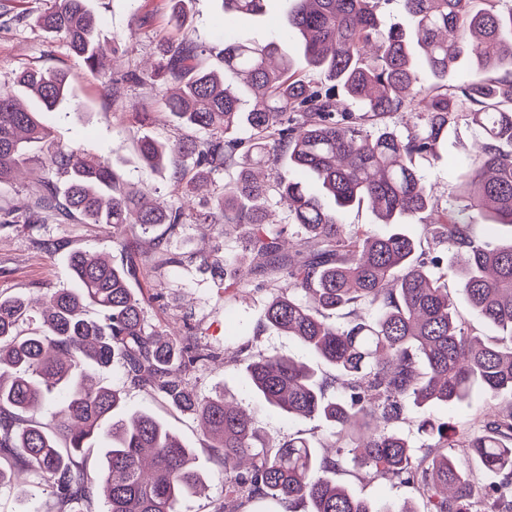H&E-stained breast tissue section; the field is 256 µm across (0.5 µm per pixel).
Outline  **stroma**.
Segmentation results:
<instances>
[{
    "instance_id": "stroma-1",
    "label": "stroma",
    "mask_w": 512,
    "mask_h": 512,
    "mask_svg": "<svg viewBox=\"0 0 512 512\" xmlns=\"http://www.w3.org/2000/svg\"><path fill=\"white\" fill-rule=\"evenodd\" d=\"M52 3L53 0H0V89L10 87L15 76L26 69L67 72L82 109L46 114L56 143L64 148L83 149L89 158L118 164L127 182L149 191L157 202H169L174 186L168 176L144 167L137 156V142L143 135L161 141L182 135L165 110V86L130 83L121 103H112L104 94L103 78L90 74L61 40L37 26V17ZM89 5L102 18L101 46L118 51L112 61L116 70L139 69L156 61L167 41L184 35L217 48L228 29L260 42L267 40L281 34L287 8L285 0H269L263 16L228 23L222 0H187L182 24L177 27L170 21L166 0H89ZM480 142L479 132L460 122L449 127L448 142L437 161H420V170L439 200L447 199L458 171L478 151ZM208 246L194 226L185 225L168 239L169 250L183 256L182 265L148 267L132 279L131 288L145 300L148 323L160 328L191 324L201 342L231 353V360L191 374L195 392L203 396L224 392L271 436L284 439L299 434L314 443H325V425L280 414L246 383L243 363L233 353L247 337H255L254 347L258 350L285 354L309 365L315 359L293 337L271 329L257 332L258 319L273 297V290L252 284L233 298H225L223 290L215 287L209 269L194 257L196 251ZM74 249L113 258L119 254L112 228L107 224L62 223L51 214L35 225L0 224V294L71 287L68 257ZM100 379L122 389L127 407L150 412L192 448L196 465L206 476V487L201 495L183 502L180 512H214L224 498L221 465L195 416L168 405L151 389L131 384L120 367L104 370ZM335 480L375 502L400 505L416 498L412 488L390 485L366 468L344 466L336 472Z\"/></svg>"
}]
</instances>
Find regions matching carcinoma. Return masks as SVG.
<instances>
[{
    "mask_svg": "<svg viewBox=\"0 0 512 512\" xmlns=\"http://www.w3.org/2000/svg\"><path fill=\"white\" fill-rule=\"evenodd\" d=\"M266 0H224L227 18L257 17ZM288 28L298 32L295 53L274 40L257 43L224 35L219 51L183 37L164 45L150 70L105 81L118 103L124 83L177 87L164 105L181 129L205 137L159 143L141 139L139 157L177 184L235 178L186 208L174 194L166 206L127 184L115 166L89 160L75 148L46 154L51 176L34 194L23 223L45 213L87 224H109L123 251L121 264L74 251V288L32 300L0 295V490L17 489L20 471L44 480L56 512L79 501L102 500L106 512H179L180 502L205 484L193 451L156 418L123 409L121 390L89 374L115 363L130 383L152 388L199 419L218 453L224 503L216 512H416L354 496L332 474L348 462L413 488L423 512H512V238L476 234L477 223L512 227V10L498 0L473 10L472 0H400L413 28L382 29L380 0H291ZM90 73H100L97 20L87 0H54L38 19ZM216 54L224 70L206 56ZM473 65L470 78L448 84V71ZM238 81L224 84V73ZM14 84L31 108L0 90V183L38 157L52 141L44 112L81 107L68 76L25 70ZM347 100L359 104L352 112ZM397 112L418 113L404 133L385 126ZM463 120L484 139L480 154L459 171L446 206L439 205L415 165L434 158L448 127ZM288 207L300 234L287 242L270 230V191ZM368 203L387 235L347 229L338 213ZM424 215L422 233L451 253L456 286L470 309L499 331L484 340L469 329L439 260L402 225ZM202 236L229 224L249 227L245 258L228 259L215 246L202 257L218 287L229 293L258 276L277 290L258 328L297 339L329 372L318 374L286 355L251 353L249 383L270 406L290 417L318 419L330 429L336 455L299 435L275 440L255 426L224 393L197 395L189 376L221 359V351L148 325L141 299L129 287L141 254L126 235H147L185 223ZM160 266L182 263L165 239L149 241ZM98 318L87 317V308ZM32 322L26 336L19 327ZM481 391L496 405L464 423L438 422V403L470 404ZM421 409L414 449L389 424L408 405ZM103 439L95 472L84 465L91 443ZM462 449L477 463L463 468Z\"/></svg>",
    "mask_w": 512,
    "mask_h": 512,
    "instance_id": "cac0c4a2",
    "label": "carcinoma"
}]
</instances>
